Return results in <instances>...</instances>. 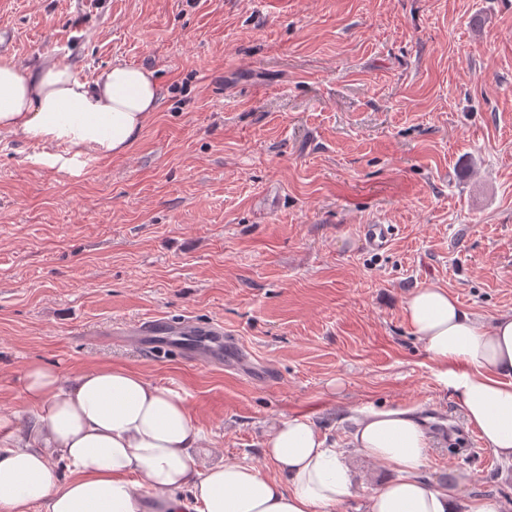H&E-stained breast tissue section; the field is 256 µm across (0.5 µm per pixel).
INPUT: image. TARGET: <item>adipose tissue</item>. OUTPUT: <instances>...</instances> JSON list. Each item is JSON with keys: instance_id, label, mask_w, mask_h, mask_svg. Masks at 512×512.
Masks as SVG:
<instances>
[{"instance_id": "adipose-tissue-1", "label": "adipose tissue", "mask_w": 512, "mask_h": 512, "mask_svg": "<svg viewBox=\"0 0 512 512\" xmlns=\"http://www.w3.org/2000/svg\"><path fill=\"white\" fill-rule=\"evenodd\" d=\"M158 98L144 67L116 64L87 82L63 64L23 69L0 59V135L40 145L38 161L51 167L77 172L126 153ZM403 316L485 448L512 463V314L483 319L429 283L410 293ZM21 396L36 418L0 441V512H504L498 498L473 492V472L425 477L434 440L408 408L364 411L344 450L309 416L281 419L263 443L262 470L199 466L192 451L202 431L183 398L121 367L66 379L34 362ZM350 452L392 477L358 492Z\"/></svg>"}]
</instances>
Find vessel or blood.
I'll use <instances>...</instances> for the list:
<instances>
[{"instance_id":"obj_1","label":"vessel or blood","mask_w":512,"mask_h":512,"mask_svg":"<svg viewBox=\"0 0 512 512\" xmlns=\"http://www.w3.org/2000/svg\"><path fill=\"white\" fill-rule=\"evenodd\" d=\"M392 235V225L378 220L370 221L364 227L365 241L374 251L384 250ZM118 335L155 355L177 348L179 337L188 336L192 339L190 346L180 350L185 360L210 366L224 363V328L217 323L201 327L191 318L180 321L147 319L127 325Z\"/></svg>"}]
</instances>
